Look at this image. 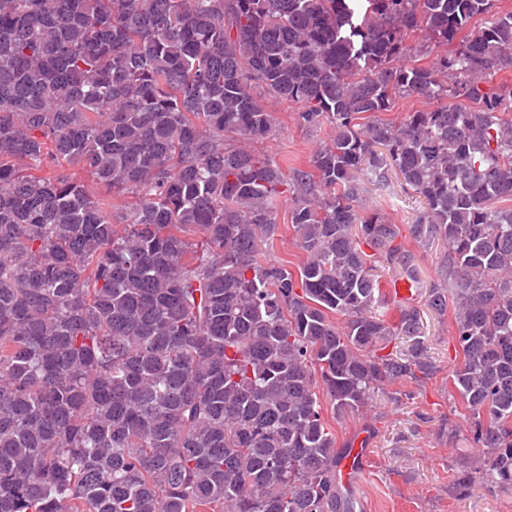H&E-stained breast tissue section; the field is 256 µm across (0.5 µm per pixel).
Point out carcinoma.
<instances>
[{"label":"carcinoma","instance_id":"1","mask_svg":"<svg viewBox=\"0 0 512 512\" xmlns=\"http://www.w3.org/2000/svg\"><path fill=\"white\" fill-rule=\"evenodd\" d=\"M493 6L0 0V512H351L322 397L339 418L435 370L363 250L424 287L397 225L359 209L391 172L423 201L412 241L446 245L427 305L452 311L448 381L482 449L453 490L512 486V84L483 88L512 65V12ZM255 83L334 129L313 171L225 144L275 129ZM413 95L459 103L376 118ZM73 167L130 198L120 223ZM281 199L295 273L260 261Z\"/></svg>","mask_w":512,"mask_h":512}]
</instances>
